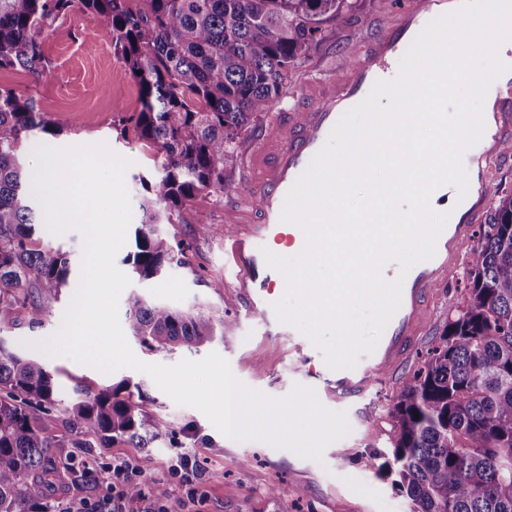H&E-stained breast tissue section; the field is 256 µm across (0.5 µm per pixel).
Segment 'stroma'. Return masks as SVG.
Wrapping results in <instances>:
<instances>
[{
	"label": "stroma",
	"instance_id": "obj_1",
	"mask_svg": "<svg viewBox=\"0 0 512 512\" xmlns=\"http://www.w3.org/2000/svg\"><path fill=\"white\" fill-rule=\"evenodd\" d=\"M395 14L393 0H367L362 21L338 26L309 62L292 71L275 111L281 113L306 103L309 82L359 56L377 26ZM43 53L45 62L39 72L0 70V88L34 98L60 130L55 137L35 134L30 140L32 147L106 144L114 154L128 160L126 185L131 202H139L134 176L152 169L156 150L133 136L119 139L113 129L140 103L138 85L114 56L109 33L105 28L88 26L83 13L76 11L60 19L57 29L45 37ZM270 121L269 114L257 116L238 139L226 171L233 191L198 196L182 209L176 223L164 225V232L185 246L186 266L172 269L160 278L132 279L120 297L119 311L127 313L131 299L137 295L179 308L200 303L224 309L234 320V328L225 333L223 340L201 350L158 354L147 352L135 340L130 346L141 360L162 364L218 353L229 362L242 385L267 398L281 400L291 394L295 385L314 389L318 382L308 377L306 365L289 356L287 339L275 336L260 317L246 309L233 286V274L224 265V237L231 228L237 200L246 190V148L251 142L265 139L264 128ZM200 211L206 212L211 221V231L206 235L199 234L195 224ZM487 228V222L477 224L470 242L460 251L459 269L449 280L436 285L431 299L433 318L406 374L421 367L446 321L465 307L469 263ZM37 233L45 244L69 252L72 270L69 286L58 302L38 311L19 310L15 326L0 332L10 347L34 358L40 355L33 349V342L49 337L62 323L80 281L84 247L83 236L76 230L58 236L41 224ZM42 359L59 372L57 398L61 403L74 398L76 385L97 390L127 379L135 385L134 401L150 417L165 419L174 436L173 442L163 441L151 448L116 441L95 449L89 458L72 448L58 449L59 475L50 498L69 497L93 503L125 492V483L113 482L110 467L116 461L127 460L138 474L148 475L167 488L166 496L160 499L151 491H144L141 500L132 504L134 512H141L148 502L155 512H277L276 501L267 494L272 487L288 497L293 512H412L411 500L395 485L379 456L390 435L385 414L401 380H385L364 396L342 403L325 401V408L346 412L350 432L329 444L321 460L316 461L259 441L227 438L199 410L176 405L146 374L131 369L105 373L63 356ZM183 453L197 456L204 471L201 486L187 487L170 477L172 459Z\"/></svg>",
	"mask_w": 512,
	"mask_h": 512
}]
</instances>
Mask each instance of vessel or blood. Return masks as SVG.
Returning a JSON list of instances; mask_svg holds the SVG:
<instances>
[{
	"instance_id": "vessel-or-blood-1",
	"label": "vessel or blood",
	"mask_w": 512,
	"mask_h": 512,
	"mask_svg": "<svg viewBox=\"0 0 512 512\" xmlns=\"http://www.w3.org/2000/svg\"><path fill=\"white\" fill-rule=\"evenodd\" d=\"M459 3L460 0H401L396 22L380 26L359 61L319 82L307 103L289 114L273 141L252 148L248 185L259 219L254 224L240 225L225 239L224 248L236 269L237 289L249 310L274 327L278 335L287 337L289 351L296 353L302 363L312 362L314 344L279 319L274 289L286 277L270 266L263 254L264 249L286 239V223L281 219L285 196L344 113L363 101L377 81L395 79L403 50L430 21ZM489 94L495 105L483 118L484 133L464 150L461 158L468 190L460 192L453 183L435 189L436 200L431 208L447 214L448 221L435 240L433 257L406 272L400 307L375 350L360 355L354 368L314 373L323 392L336 401L364 396L373 384L392 376L408 361L432 316L431 297L436 282L455 269L460 246L470 240L475 224L483 217L488 197L484 163L512 143V69L493 82Z\"/></svg>"
}]
</instances>
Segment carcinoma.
<instances>
[{
	"label": "carcinoma",
	"mask_w": 512,
	"mask_h": 512,
	"mask_svg": "<svg viewBox=\"0 0 512 512\" xmlns=\"http://www.w3.org/2000/svg\"><path fill=\"white\" fill-rule=\"evenodd\" d=\"M0 0V69L37 71L43 39L75 9L109 30L116 58L139 87L141 108L119 120L156 148L138 174L144 194L133 249L123 258L140 279L185 264L182 245L160 226L198 195L232 189L224 177L241 132L280 101L288 75L332 28L361 19L366 0ZM35 131L56 135L36 102L0 89V330L16 312L44 307L69 286L67 253L43 243L20 152ZM494 199L473 252L464 310L423 366L405 378L387 416L384 466L412 512H512V196ZM130 330L149 352L197 350L233 327L222 309L184 310L135 296ZM122 381L79 390L55 408V373L0 336V512H50L55 449L115 440L150 448L169 423L146 416ZM63 424L67 441L51 435Z\"/></svg>",
	"instance_id": "carcinoma-1"
}]
</instances>
